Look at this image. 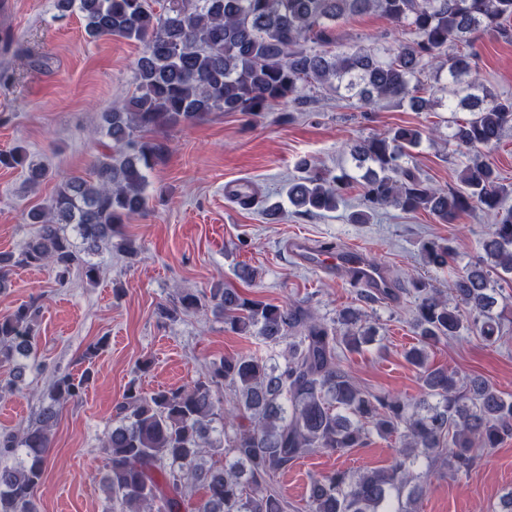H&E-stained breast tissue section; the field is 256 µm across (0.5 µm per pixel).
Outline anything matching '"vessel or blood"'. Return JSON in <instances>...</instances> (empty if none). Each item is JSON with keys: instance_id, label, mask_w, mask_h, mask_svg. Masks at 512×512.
<instances>
[{"instance_id": "obj_1", "label": "vessel or blood", "mask_w": 512, "mask_h": 512, "mask_svg": "<svg viewBox=\"0 0 512 512\" xmlns=\"http://www.w3.org/2000/svg\"><path fill=\"white\" fill-rule=\"evenodd\" d=\"M289 251L301 264L331 276H343L354 287L370 290L384 298L391 294L392 280L366 252L347 248L335 249L312 243L305 238L291 240Z\"/></svg>"}]
</instances>
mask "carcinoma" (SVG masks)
Wrapping results in <instances>:
<instances>
[{
	"label": "carcinoma",
	"instance_id": "carcinoma-1",
	"mask_svg": "<svg viewBox=\"0 0 512 512\" xmlns=\"http://www.w3.org/2000/svg\"><path fill=\"white\" fill-rule=\"evenodd\" d=\"M56 6L63 15L79 12L92 39L143 45L136 88L102 115L97 133L112 141V150L101 154L90 176L60 180L49 203L29 211L34 231L18 255L0 253V288L17 266L49 265L60 287L76 268L96 282L100 265L91 257L112 249L118 225L145 211L149 172L168 152L167 144L144 133L208 112L257 116L279 105L297 108L306 104V90L317 87L363 103L384 99L417 111L466 110L470 118L450 134L459 152L493 147L512 127V99L470 77L477 33L512 38V0H164L159 12L154 0H57ZM371 11L408 27L413 37L383 52L332 50L336 25ZM308 42L317 48H306ZM450 46L455 52L445 60ZM428 68L448 72L447 100L435 98L422 79ZM422 140L420 129L397 127L347 146L358 163L373 164L360 176L362 199L351 223L368 224L385 207L423 211L442 223L475 209H502L512 191L477 154L461 170L456 189L423 180L409 166L410 149ZM0 166L21 170L30 185L49 175L21 145L0 152ZM301 167L305 175L288 185V203L304 214L336 211L353 177L323 172L307 160ZM482 248L494 267L512 274V208L492 225ZM421 252L436 268L454 259L451 245L435 241ZM410 285L419 299L412 318L418 345L406 359L423 386L413 403L362 390L340 364L337 346L358 351L376 335L355 309L339 311L343 334L337 336L299 306L252 300L230 286L182 294L177 304L160 307V316L172 321L210 308L225 329L285 349L280 362L258 353L225 357L192 384L150 395L129 387L103 445L112 505L125 512L155 506L158 512H287L271 485L275 472L317 450L361 448L374 432L398 439L400 457L384 469L313 479L309 512H416L412 504L439 459L446 456L455 471H469L475 448H495L512 437V399L479 376L462 381L428 362V347L465 330L496 339L497 299L481 264L456 277L453 306L419 278ZM39 301L0 315L1 363L36 356ZM89 379L88 371L56 376L36 422L20 433L0 434L1 458L22 451L16 464L0 463V512H36L34 492L48 466L50 431ZM223 386L232 392L226 405L217 396ZM229 418L237 421L232 437L225 431ZM205 448L224 451V467L206 465ZM196 486L205 496L192 508Z\"/></svg>",
	"mask_w": 512,
	"mask_h": 512
}]
</instances>
